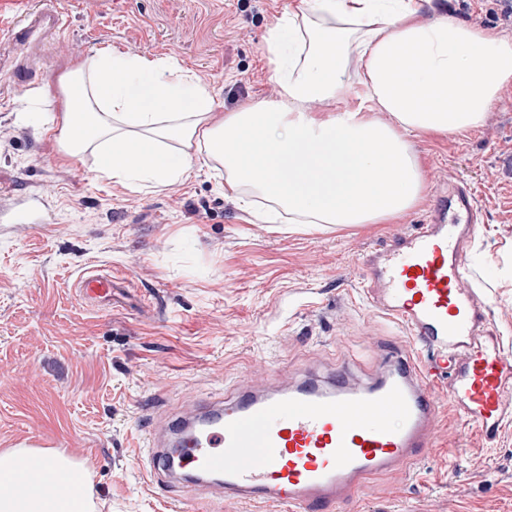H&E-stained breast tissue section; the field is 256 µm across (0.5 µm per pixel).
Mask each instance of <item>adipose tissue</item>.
<instances>
[{
	"instance_id": "adipose-tissue-1",
	"label": "adipose tissue",
	"mask_w": 512,
	"mask_h": 512,
	"mask_svg": "<svg viewBox=\"0 0 512 512\" xmlns=\"http://www.w3.org/2000/svg\"><path fill=\"white\" fill-rule=\"evenodd\" d=\"M430 2L308 0L285 11L264 45L276 98L221 118L210 85L178 62L98 49L58 79L61 149L93 153L97 179L138 191L214 165L244 209L265 203L272 224L386 223L425 187L409 136L480 128L512 83V39L439 12L423 18ZM353 61L355 103L313 111L336 99ZM92 508L82 473L21 503L0 492V512Z\"/></svg>"
}]
</instances>
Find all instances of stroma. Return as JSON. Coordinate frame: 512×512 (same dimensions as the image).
Segmentation results:
<instances>
[{
  "instance_id": "obj_1",
  "label": "stroma",
  "mask_w": 512,
  "mask_h": 512,
  "mask_svg": "<svg viewBox=\"0 0 512 512\" xmlns=\"http://www.w3.org/2000/svg\"><path fill=\"white\" fill-rule=\"evenodd\" d=\"M39 2L61 13L62 33L0 99V208L43 204L41 223L0 222V450L31 441L93 458L94 512H172L173 493L141 474L149 429L231 393L241 376L367 374L386 346L412 347L362 287L369 256L424 223L438 175L475 193L482 222L468 267L489 332L512 353V85L479 129L411 136L425 176L412 209L388 224L298 230L242 210L203 164L161 191L94 180V155L65 156L48 116L58 77L104 46L176 60L211 86L220 113L273 99L263 37L301 0ZM433 5L512 37V0ZM93 269L112 277L109 304L76 288ZM336 512H512V424L485 446L440 389L432 452Z\"/></svg>"
}]
</instances>
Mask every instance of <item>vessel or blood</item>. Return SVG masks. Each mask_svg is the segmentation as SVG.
I'll use <instances>...</instances> for the list:
<instances>
[{
	"label": "vessel or blood",
	"instance_id": "vessel-or-blood-1",
	"mask_svg": "<svg viewBox=\"0 0 512 512\" xmlns=\"http://www.w3.org/2000/svg\"><path fill=\"white\" fill-rule=\"evenodd\" d=\"M46 19L44 9L26 12L8 42L39 39ZM476 224L475 194L456 182L426 223L386 244L369 269L366 301L408 331L415 352L388 351L365 378L341 367L265 388L239 379L232 397L209 399L149 431L145 475L187 496L217 486L226 500L264 512H334L374 476L428 454L443 381L465 421L493 443L512 421V355L483 331L487 308L463 252ZM78 288L104 301L112 279L88 274ZM70 479V470L25 455L0 485L22 499Z\"/></svg>",
	"mask_w": 512,
	"mask_h": 512
}]
</instances>
